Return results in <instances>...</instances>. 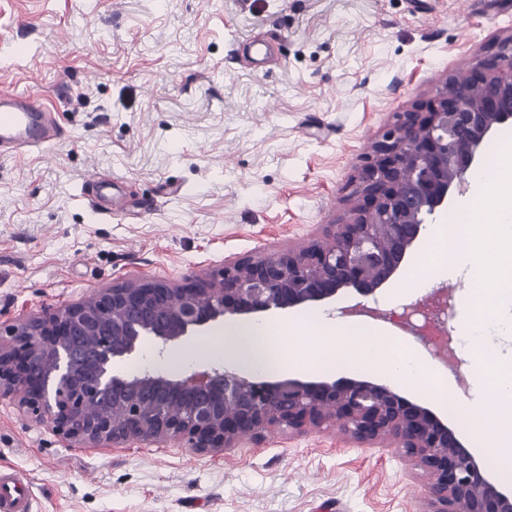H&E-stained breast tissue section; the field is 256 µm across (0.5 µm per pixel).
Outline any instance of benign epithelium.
Masks as SVG:
<instances>
[{
	"mask_svg": "<svg viewBox=\"0 0 512 512\" xmlns=\"http://www.w3.org/2000/svg\"><path fill=\"white\" fill-rule=\"evenodd\" d=\"M512 124V34L450 74L426 106L399 113L359 173L347 221L281 254H246L185 284L128 277L43 317L0 329V398L80 448L174 441L199 452L261 442L273 427L336 423L343 438L385 442L427 476L425 512H512V490L486 474L425 401L364 378L265 379L224 367L130 374L147 339L164 353L226 320L342 300L341 315L382 317L363 299L390 283L427 221L462 191L485 140Z\"/></svg>",
	"mask_w": 512,
	"mask_h": 512,
	"instance_id": "obj_1",
	"label": "benign epithelium"
}]
</instances>
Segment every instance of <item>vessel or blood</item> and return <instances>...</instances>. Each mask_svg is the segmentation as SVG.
I'll list each match as a JSON object with an SVG mask.
<instances>
[{
    "mask_svg": "<svg viewBox=\"0 0 512 512\" xmlns=\"http://www.w3.org/2000/svg\"><path fill=\"white\" fill-rule=\"evenodd\" d=\"M54 134L49 110L39 104L35 92H0V150L38 147ZM0 512H30L18 474L0 472Z\"/></svg>",
    "mask_w": 512,
    "mask_h": 512,
    "instance_id": "vessel-or-blood-1",
    "label": "vessel or blood"
}]
</instances>
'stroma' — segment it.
Instances as JSON below:
<instances>
[{
    "instance_id": "1",
    "label": "stroma",
    "mask_w": 512,
    "mask_h": 512,
    "mask_svg": "<svg viewBox=\"0 0 512 512\" xmlns=\"http://www.w3.org/2000/svg\"><path fill=\"white\" fill-rule=\"evenodd\" d=\"M511 32L512 0H0V88L37 85L64 131L0 154V321L320 237L395 115ZM467 291L449 283L445 314L464 379ZM0 468L26 473L33 512H423L427 484L333 426L97 450L8 398Z\"/></svg>"
}]
</instances>
